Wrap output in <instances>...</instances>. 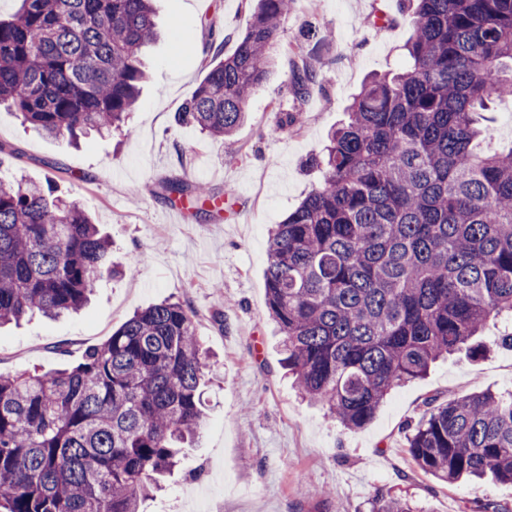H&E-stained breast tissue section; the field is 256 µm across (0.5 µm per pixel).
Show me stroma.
I'll return each instance as SVG.
<instances>
[{
  "instance_id": "1",
  "label": "stroma",
  "mask_w": 512,
  "mask_h": 512,
  "mask_svg": "<svg viewBox=\"0 0 512 512\" xmlns=\"http://www.w3.org/2000/svg\"><path fill=\"white\" fill-rule=\"evenodd\" d=\"M158 39L143 52L149 80L129 119L130 133L92 135L79 144L48 138L0 107V147L16 150L0 180L51 178L87 208L112 241V258L135 276H104L78 314L34 317L0 328V375L50 374L77 365L135 310L165 299L189 306L215 357L207 414L194 446L142 512H195L209 492L212 512H370L377 495L425 512H480L491 498L512 505V485L439 482L407 451L424 403L493 389L512 392V348L483 358L462 351L422 379L396 388L373 420L348 430L303 400L282 367L281 337L266 308V240L321 182L305 168L367 79L407 68L404 45L413 10L400 0H299L282 21L281 44L322 64L303 102L292 93L293 60L277 55L267 84L252 97L234 134L214 141L175 115L211 59L204 47L232 53L251 0H157ZM395 15L377 29L374 11ZM300 111L282 129L285 113ZM202 181L223 209L198 220L190 204H171L163 182Z\"/></svg>"
}]
</instances>
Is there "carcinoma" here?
I'll list each match as a JSON object with an SVG mask.
<instances>
[{
    "mask_svg": "<svg viewBox=\"0 0 512 512\" xmlns=\"http://www.w3.org/2000/svg\"><path fill=\"white\" fill-rule=\"evenodd\" d=\"M295 0H258L232 54L178 112L212 139L233 134L268 80ZM408 68L372 76L348 122L306 166L322 183L267 238L266 307L298 392L347 429L367 425L397 385L512 316V146L492 138L491 94L512 100V0H413ZM153 0H21L0 20V105L49 137L103 134L138 106ZM321 64L302 58L301 100ZM172 203L220 210L204 183L162 184ZM111 239L43 183L0 181V325L82 309ZM193 311L169 300L124 321L54 374L0 375V512H140L204 418L211 371ZM408 435L423 472L512 485V395L426 401ZM371 512H420L380 495Z\"/></svg>",
    "mask_w": 512,
    "mask_h": 512,
    "instance_id": "1",
    "label": "carcinoma"
}]
</instances>
